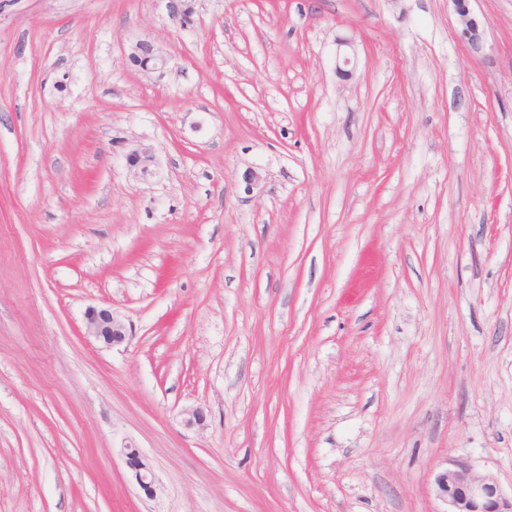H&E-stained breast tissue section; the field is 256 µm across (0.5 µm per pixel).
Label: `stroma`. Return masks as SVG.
<instances>
[{
	"instance_id": "stroma-1",
	"label": "stroma",
	"mask_w": 512,
	"mask_h": 512,
	"mask_svg": "<svg viewBox=\"0 0 512 512\" xmlns=\"http://www.w3.org/2000/svg\"><path fill=\"white\" fill-rule=\"evenodd\" d=\"M192 6L0 0V512H440L449 458L511 494L512 0L478 54L452 0ZM130 56L132 59L145 62L144 70L146 71L163 70L168 63L167 58L151 41L137 43ZM86 332L106 346L121 344L129 336L126 324L110 308H89ZM127 466L134 472L135 479L141 489L148 497L157 494V488L153 478L152 469L150 468L145 457L138 448H124Z\"/></svg>"
}]
</instances>
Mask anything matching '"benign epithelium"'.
Segmentation results:
<instances>
[{
    "instance_id": "obj_1",
    "label": "benign epithelium",
    "mask_w": 512,
    "mask_h": 512,
    "mask_svg": "<svg viewBox=\"0 0 512 512\" xmlns=\"http://www.w3.org/2000/svg\"><path fill=\"white\" fill-rule=\"evenodd\" d=\"M462 27V36L473 51L482 46L484 24L470 14L468 0H452ZM131 58L145 62L144 70H162L167 58L150 41L135 45ZM154 154L150 147L139 146L129 153V165L144 176L151 174ZM86 332L106 346L123 343L129 336L126 324L110 308L91 307L86 312ZM127 466L146 496L157 494V488L145 457L137 448L125 449ZM433 491L446 509L442 512H512V495L505 494L491 476L473 472L471 465L460 459H448L434 477Z\"/></svg>"
}]
</instances>
